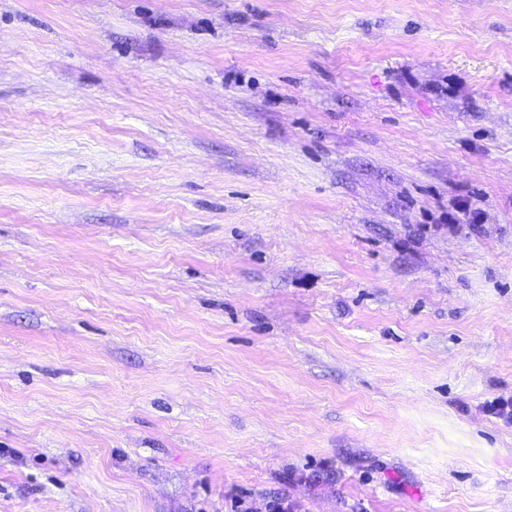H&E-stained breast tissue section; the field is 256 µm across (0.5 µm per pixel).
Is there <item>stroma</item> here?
<instances>
[{
  "label": "stroma",
  "mask_w": 512,
  "mask_h": 512,
  "mask_svg": "<svg viewBox=\"0 0 512 512\" xmlns=\"http://www.w3.org/2000/svg\"><path fill=\"white\" fill-rule=\"evenodd\" d=\"M495 398L512 0H0V512H512Z\"/></svg>",
  "instance_id": "1"
}]
</instances>
